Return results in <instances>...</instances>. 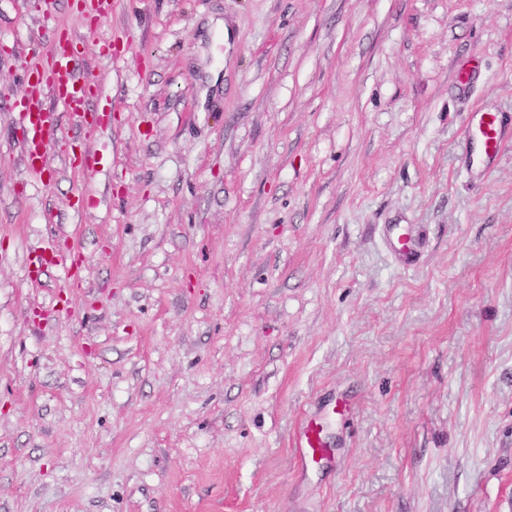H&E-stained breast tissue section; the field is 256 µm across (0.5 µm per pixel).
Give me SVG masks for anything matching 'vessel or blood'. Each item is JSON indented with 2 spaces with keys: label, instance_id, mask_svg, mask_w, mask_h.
<instances>
[{
  "label": "vessel or blood",
  "instance_id": "obj_1",
  "mask_svg": "<svg viewBox=\"0 0 512 512\" xmlns=\"http://www.w3.org/2000/svg\"><path fill=\"white\" fill-rule=\"evenodd\" d=\"M66 30H55L51 46L43 54L34 55L24 71V90L14 100L20 144L28 172L43 175L47 168L48 148L54 139L59 111H67L81 126L94 125L95 87L84 73L81 61L75 60L68 48ZM470 126L480 137L486 158L495 157L502 144V124L491 112L473 113ZM32 264L38 268L65 266L69 279H77V262L52 249L37 253ZM295 446L308 464L318 462L328 452L319 420H306L299 430Z\"/></svg>",
  "mask_w": 512,
  "mask_h": 512
}]
</instances>
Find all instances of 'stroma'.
<instances>
[{"mask_svg":"<svg viewBox=\"0 0 512 512\" xmlns=\"http://www.w3.org/2000/svg\"><path fill=\"white\" fill-rule=\"evenodd\" d=\"M56 26L111 126L33 178ZM0 512H512V0H0ZM470 126L480 137L486 158L495 157L502 144V124L498 115L491 112H473ZM31 265L38 267L40 269L51 267V266H65L67 270V274L69 279L73 282L78 281V275L80 271V267L78 262L74 261V257L69 259L63 255H59L56 251H53L50 247L44 249V251L37 253ZM294 448L306 464L317 463L328 452L323 427L318 419H307L299 430Z\"/></svg>","mask_w":512,"mask_h":512,"instance_id":"35a3bbf8","label":"stroma"}]
</instances>
